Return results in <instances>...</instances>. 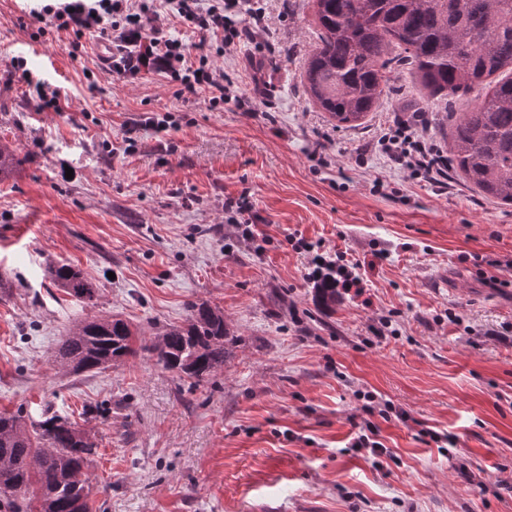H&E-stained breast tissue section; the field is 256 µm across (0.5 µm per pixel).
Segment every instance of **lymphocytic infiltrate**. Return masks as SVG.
<instances>
[{
    "mask_svg": "<svg viewBox=\"0 0 512 512\" xmlns=\"http://www.w3.org/2000/svg\"><path fill=\"white\" fill-rule=\"evenodd\" d=\"M164 9L146 0H50L31 11L29 24L37 32L55 30L74 37L98 29L112 36V70L138 79L158 74L178 84V96L196 95L208 88L211 104L234 101L235 94L224 74L214 67L207 53L209 47L232 54L244 40L257 41L267 31L261 9L253 0H164ZM183 20L198 36L201 50L197 60H189L183 44L167 35L162 13ZM372 151L385 156L394 168L435 187H443L447 159L415 126L405 122L391 125ZM300 250L312 253L313 281L329 280L334 287L361 288L359 263L348 260L345 252H316L313 243L298 240Z\"/></svg>",
    "mask_w": 512,
    "mask_h": 512,
    "instance_id": "lymphocytic-infiltrate-1",
    "label": "lymphocytic infiltrate"
}]
</instances>
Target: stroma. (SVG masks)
Segmentation results:
<instances>
[{
  "mask_svg": "<svg viewBox=\"0 0 512 512\" xmlns=\"http://www.w3.org/2000/svg\"><path fill=\"white\" fill-rule=\"evenodd\" d=\"M40 5L0 0V145L19 160L0 177V411L90 432L92 512H512V207L366 150L411 102L447 151L443 98L397 67L375 112L337 126L302 77L313 0H267L265 45L213 55L251 117L208 90L184 100L162 76L98 66L99 33L78 51L63 32L33 38ZM19 58L61 111L8 82ZM154 113L170 114L166 131L141 130ZM240 196L249 240L224 214ZM294 237L358 261L363 294L320 309ZM57 263L96 299L47 279ZM201 301L238 342L200 385L146 355L80 374L52 363L81 321L117 317L147 340ZM379 314L393 331L377 339ZM368 393L408 421L366 414ZM368 422L386 448L376 459L351 446ZM47 277L58 286L65 288L67 293L84 301H92L97 290L88 282L80 271L70 265H49Z\"/></svg>",
  "mask_w": 512,
  "mask_h": 512,
  "instance_id": "35a3bbf8",
  "label": "stroma"
}]
</instances>
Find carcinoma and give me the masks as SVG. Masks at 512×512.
<instances>
[{
    "instance_id": "obj_1",
    "label": "carcinoma",
    "mask_w": 512,
    "mask_h": 512,
    "mask_svg": "<svg viewBox=\"0 0 512 512\" xmlns=\"http://www.w3.org/2000/svg\"><path fill=\"white\" fill-rule=\"evenodd\" d=\"M319 43L304 80L313 102L336 119L357 122L379 105L395 51L432 96L454 98L512 66V0H314ZM450 132L452 169L481 196L512 205V76L502 77L467 112L438 119ZM47 277L91 301L97 289L70 265ZM230 331L224 311L189 305L186 322L137 341L121 319L76 326L55 360L74 373L103 370L141 351L165 370L198 385L224 368ZM97 454L81 429L44 415L33 433L21 415L0 412V512H90L87 470Z\"/></svg>"
}]
</instances>
